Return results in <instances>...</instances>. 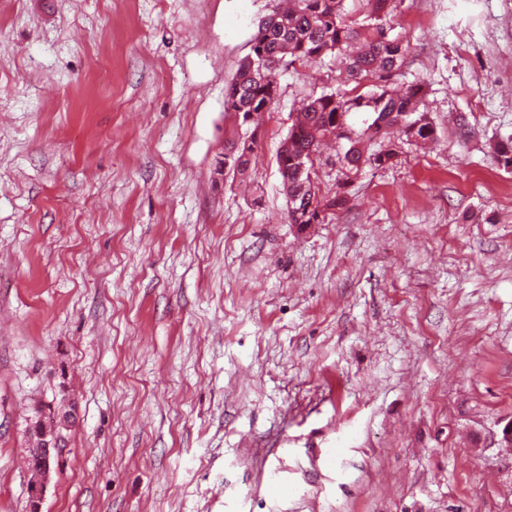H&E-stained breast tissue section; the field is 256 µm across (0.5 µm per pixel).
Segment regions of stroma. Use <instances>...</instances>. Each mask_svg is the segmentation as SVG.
<instances>
[{"label":"stroma","instance_id":"obj_1","mask_svg":"<svg viewBox=\"0 0 512 512\" xmlns=\"http://www.w3.org/2000/svg\"><path fill=\"white\" fill-rule=\"evenodd\" d=\"M279 3L0 0V512L63 403L42 512H512V0H395L438 138L356 173L324 146L349 202L307 228L276 152L333 56L218 171Z\"/></svg>","mask_w":512,"mask_h":512}]
</instances>
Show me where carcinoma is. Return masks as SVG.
Here are the masks:
<instances>
[{"label":"carcinoma","mask_w":512,"mask_h":512,"mask_svg":"<svg viewBox=\"0 0 512 512\" xmlns=\"http://www.w3.org/2000/svg\"><path fill=\"white\" fill-rule=\"evenodd\" d=\"M371 11L358 23L349 17L346 0H292L261 18L252 38L251 52L240 63L235 79L224 90L225 116L233 126L238 112L258 116L269 111L279 95L277 71L284 61L310 62L327 54H341L351 43L356 53L342 60L344 80L336 87L308 96L288 130L276 156L282 185L298 198L303 209L307 192L296 173L301 163L317 154L322 142H345L341 162L350 171L379 168L397 155L391 138L417 143L435 137L436 130L421 110L425 91L415 84L403 91L390 86L403 65L409 45L387 33L394 0H369ZM351 89H346L347 85ZM364 110L368 117L360 129L348 123L349 114Z\"/></svg>","instance_id":"1"}]
</instances>
